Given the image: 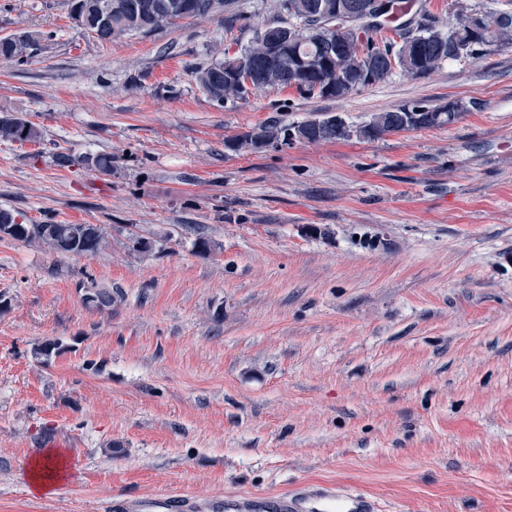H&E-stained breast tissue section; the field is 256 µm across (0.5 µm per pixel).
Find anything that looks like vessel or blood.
<instances>
[{"instance_id": "vessel-or-blood-1", "label": "vessel or blood", "mask_w": 512, "mask_h": 512, "mask_svg": "<svg viewBox=\"0 0 512 512\" xmlns=\"http://www.w3.org/2000/svg\"><path fill=\"white\" fill-rule=\"evenodd\" d=\"M204 507L206 512H377L369 495L316 485L279 494H228Z\"/></svg>"}]
</instances>
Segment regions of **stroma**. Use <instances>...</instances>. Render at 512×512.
I'll use <instances>...</instances> for the list:
<instances>
[{
	"instance_id": "1",
	"label": "stroma",
	"mask_w": 512,
	"mask_h": 512,
	"mask_svg": "<svg viewBox=\"0 0 512 512\" xmlns=\"http://www.w3.org/2000/svg\"><path fill=\"white\" fill-rule=\"evenodd\" d=\"M70 6L0 0V37H41L0 63V114L43 131L0 142V207L102 225L108 245L0 239V512H164L307 483L382 512H512V47L339 99L218 103L195 68L285 21L279 0L110 43ZM451 101L449 126L228 146L270 122ZM101 151L111 175L53 163ZM92 286L111 310L85 306ZM47 339L69 349L43 365ZM50 437L68 476L38 495Z\"/></svg>"
}]
</instances>
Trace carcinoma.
Returning a JSON list of instances; mask_svg holds the SVG:
<instances>
[{"label": "carcinoma", "mask_w": 512, "mask_h": 512, "mask_svg": "<svg viewBox=\"0 0 512 512\" xmlns=\"http://www.w3.org/2000/svg\"><path fill=\"white\" fill-rule=\"evenodd\" d=\"M165 0H72L73 19L81 28L96 33L105 43L127 35L147 34L175 25L185 19H205L220 13L216 0H193L194 11L182 14L171 9H159ZM337 0H280L288 14V28L296 42L288 45L275 61H269L256 49L249 48L237 55L223 58L195 72L202 91L213 101L241 98L238 90L224 83L228 72L245 69L252 74L255 90L272 87H293L310 98H343L370 86L360 80V57L368 52L380 60L376 64L375 80L380 81L396 71L424 77L447 61L480 59L503 46H512V10H485L462 4L450 21L443 22L420 6L414 18L394 27L383 21L387 10L374 6L375 0H360L367 9L365 17L353 18L336 14ZM337 38L342 50L331 64H325L327 36ZM420 47L422 61L401 51L391 52L397 41ZM37 36L29 32L0 37V60L22 62L31 56ZM463 106L448 102L442 106L417 103L381 112L362 126L332 124L322 117L293 126L261 125L230 142L235 150L258 149L257 140L284 144L305 138L309 142L345 141L355 136L374 140L384 135L409 130L447 126L462 114ZM40 128L15 115L0 116V142L41 141ZM54 163L59 168L82 165L100 174H112L114 158L110 152H98L75 157L58 152ZM18 241L38 245L60 254L93 255L106 247L104 230L97 224H21ZM112 291L84 289L83 302L100 311L112 307ZM67 349L60 340H46L36 345L32 356L41 364Z\"/></svg>", "instance_id": "obj_1"}]
</instances>
